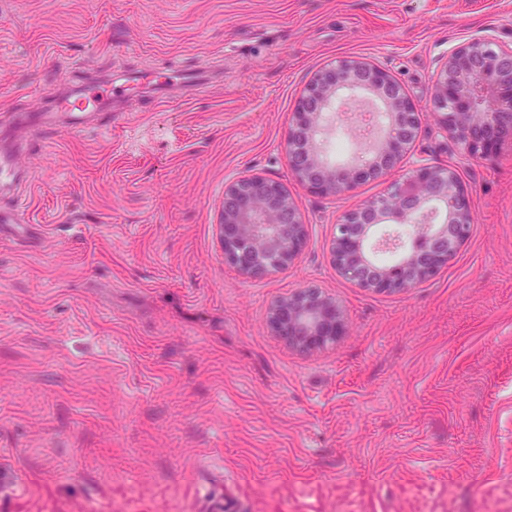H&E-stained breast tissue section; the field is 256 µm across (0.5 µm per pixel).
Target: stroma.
I'll return each mask as SVG.
<instances>
[{
  "label": "stroma",
  "instance_id": "1",
  "mask_svg": "<svg viewBox=\"0 0 512 512\" xmlns=\"http://www.w3.org/2000/svg\"><path fill=\"white\" fill-rule=\"evenodd\" d=\"M512 42V0H0V113L89 79L210 67L193 94L130 91L109 132H28L19 208L42 240L0 239V512H512V142L466 159L430 91L448 50ZM390 71L424 118L413 154L456 168L472 231L401 294L342 276V216L292 178L291 113L321 67ZM360 97L323 150L353 163ZM283 184L305 249L248 279L224 262V188ZM334 297L344 331L296 352L272 302Z\"/></svg>",
  "mask_w": 512,
  "mask_h": 512
}]
</instances>
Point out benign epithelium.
<instances>
[{"label":"benign epithelium","mask_w":512,"mask_h":512,"mask_svg":"<svg viewBox=\"0 0 512 512\" xmlns=\"http://www.w3.org/2000/svg\"><path fill=\"white\" fill-rule=\"evenodd\" d=\"M375 102L377 122L366 156L335 166L321 150L337 116L342 93ZM438 129L469 159H486L495 144L512 139V44L482 36L452 48L431 87ZM421 129V114L387 70L342 58L305 85L292 112L287 139L290 174L321 196H343L358 183L403 169L387 192L347 212L335 225L331 259L336 269L367 290L405 293L436 276L471 234V205L456 171L428 163L403 167ZM381 224L412 228L411 242L393 265L370 255ZM220 237L224 261L258 279L292 267L306 245L305 224L283 185L248 174L224 188ZM269 325L289 348L310 353L342 335L336 300L316 288H300L274 301Z\"/></svg>","instance_id":"benign-epithelium-1"}]
</instances>
